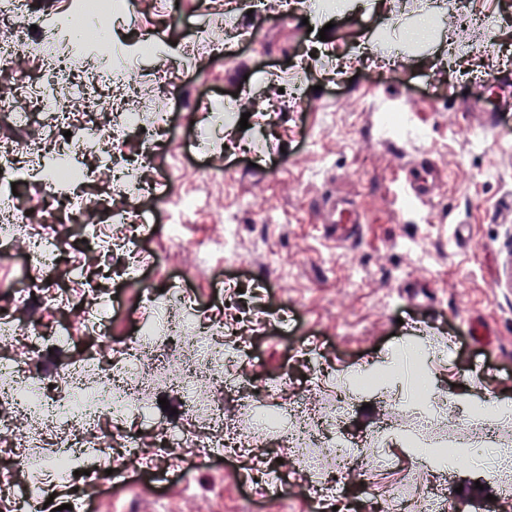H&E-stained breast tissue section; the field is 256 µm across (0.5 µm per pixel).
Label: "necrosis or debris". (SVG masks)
Here are the masks:
<instances>
[{
  "mask_svg": "<svg viewBox=\"0 0 512 512\" xmlns=\"http://www.w3.org/2000/svg\"><path fill=\"white\" fill-rule=\"evenodd\" d=\"M139 6L140 0H82L76 14L55 15L49 25L21 8L19 0H0V81L13 86L0 94V120L10 122L8 135L0 138V192L8 193L25 175L36 187L30 200L0 206V258L9 259L19 244L30 268L27 282L10 296L26 319L0 320V347L26 355L21 365L10 358L0 361V433L22 451L26 500L43 499L50 479H78L93 489L109 459L133 468L146 454L163 467L186 453L229 459L257 439L241 425L253 406L241 348L220 324L202 336L190 333L182 289H169L157 308L163 335L142 323L109 361L93 351L75 354L72 346L80 334L106 340L109 300L98 280L77 276L79 290L71 294L58 292L46 278L66 247L57 224L82 225L87 243L108 261L116 246L128 244L130 225L140 221L143 189L120 164L110 116L119 113L125 129L132 130L140 126V112H155L161 125L167 115L149 101L139 110L128 109L129 98L140 89L135 68L116 79L111 70L96 67L104 58V20L135 16ZM79 40L94 51L78 62L73 46ZM26 61L38 64L43 79L28 78L22 68ZM89 152L100 159L92 168L84 163ZM49 154L58 159L50 167L44 162ZM95 178L114 184L117 197H89L85 186ZM75 295L93 300L94 308L46 327V311ZM267 395L288 421L280 447L295 480L312 502L326 504L328 489L322 477L311 475L307 461L319 436L340 434L339 421L323 418L310 392L286 394L276 383ZM127 416L153 429V436L103 433L102 422ZM76 458L83 462L84 476L74 474Z\"/></svg>",
  "mask_w": 512,
  "mask_h": 512,
  "instance_id": "1",
  "label": "necrosis or debris"
}]
</instances>
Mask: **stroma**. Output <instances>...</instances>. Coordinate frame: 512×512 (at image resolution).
Returning <instances> with one entry per match:
<instances>
[{
  "instance_id": "35a3bbf8",
  "label": "stroma",
  "mask_w": 512,
  "mask_h": 512,
  "mask_svg": "<svg viewBox=\"0 0 512 512\" xmlns=\"http://www.w3.org/2000/svg\"><path fill=\"white\" fill-rule=\"evenodd\" d=\"M139 17L109 23L113 68L138 65L162 85L171 112L147 177L174 160L182 168L163 199L146 201L154 231L135 227L141 254L112 282L110 344L132 336L149 292L180 286L196 324L233 315L245 336V368L257 388L261 452L276 455L279 429L268 385L311 391L336 409L349 388L345 429L368 437L376 462L363 483L344 486L366 512L393 486L446 484L463 497L493 496L512 512V490L490 467V452L512 448V414L484 432L491 407L512 404V0H142ZM482 15L477 26L472 16ZM235 19L255 41L225 42L190 60L181 48ZM424 23L427 40L408 42ZM169 53L139 62L142 38ZM193 80L200 111L177 105ZM259 107L226 123L219 108ZM425 177L430 191L406 206L398 186ZM196 199L182 210L180 197ZM354 201L365 222L333 242L326 199ZM69 269L94 271L76 225L60 224ZM250 263L234 262V254ZM446 394L433 410L420 381ZM479 451L469 470L462 451ZM240 463L188 464L165 481L132 473L101 475L86 512H126L132 496L153 512H236Z\"/></svg>"
}]
</instances>
